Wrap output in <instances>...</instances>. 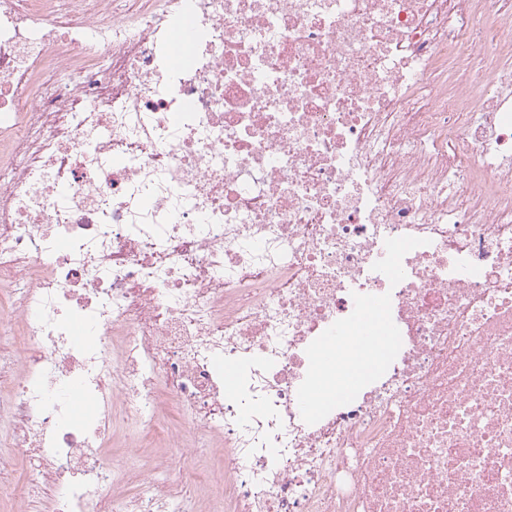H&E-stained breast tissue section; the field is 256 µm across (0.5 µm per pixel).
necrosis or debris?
Segmentation results:
<instances>
[{"instance_id": "necrosis-or-debris-1", "label": "necrosis or debris", "mask_w": 512, "mask_h": 512, "mask_svg": "<svg viewBox=\"0 0 512 512\" xmlns=\"http://www.w3.org/2000/svg\"><path fill=\"white\" fill-rule=\"evenodd\" d=\"M0 385L46 512H512V0H0ZM175 37L178 43V54L175 57L176 62L181 66H188L191 63V53L195 39V31L192 24L179 19L175 24Z\"/></svg>"}]
</instances>
